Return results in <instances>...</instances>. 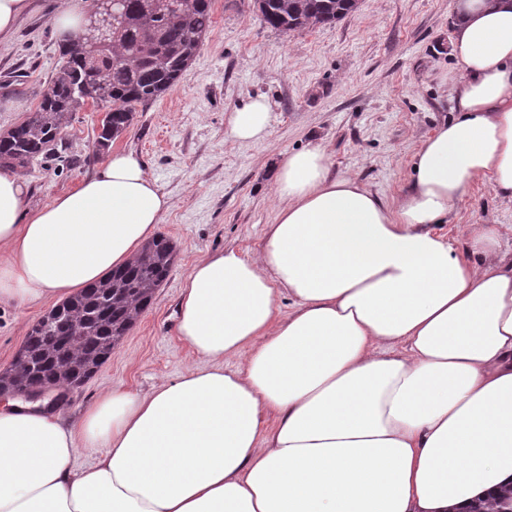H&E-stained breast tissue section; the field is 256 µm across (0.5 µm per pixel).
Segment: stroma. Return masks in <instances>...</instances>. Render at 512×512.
<instances>
[{
    "instance_id": "1",
    "label": "stroma",
    "mask_w": 512,
    "mask_h": 512,
    "mask_svg": "<svg viewBox=\"0 0 512 512\" xmlns=\"http://www.w3.org/2000/svg\"><path fill=\"white\" fill-rule=\"evenodd\" d=\"M454 0H358L332 25L282 33L261 24L254 0H213L212 26L196 58L157 101L138 106L116 149L138 153L171 199L158 233L175 245L170 274L151 305L65 410L79 414L106 388L145 390L193 363L176 337L180 288L194 263L231 246L257 256L273 223L275 174L288 154L326 146L331 170L352 175L387 201L411 183L420 141L454 115L448 83ZM58 0H36L13 42L0 45V131L37 106L59 64L52 18ZM271 106L265 138L240 143L229 120L248 99ZM103 110L85 105L63 130L68 162L25 169L29 207L74 189L92 173ZM512 225V199L473 184L439 230L462 247L470 224ZM53 307L0 305V371L31 326Z\"/></svg>"
}]
</instances>
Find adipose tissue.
Segmentation results:
<instances>
[{
  "instance_id": "obj_1",
  "label": "adipose tissue",
  "mask_w": 512,
  "mask_h": 512,
  "mask_svg": "<svg viewBox=\"0 0 512 512\" xmlns=\"http://www.w3.org/2000/svg\"><path fill=\"white\" fill-rule=\"evenodd\" d=\"M456 116L389 202L316 145L278 168L259 257L198 260L177 334L197 356L78 417L0 408V512H496L512 484V253L436 226L469 187L512 197V0H455ZM249 99L231 136L264 138ZM0 169V304L67 299L138 256L171 207L136 152L27 210ZM293 306L281 313L279 300ZM95 449L87 463L84 450Z\"/></svg>"
}]
</instances>
